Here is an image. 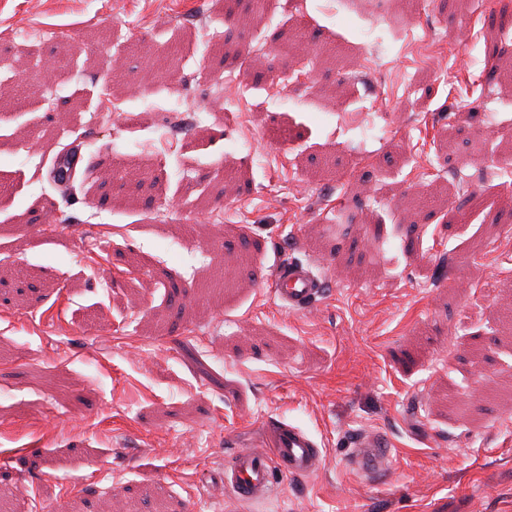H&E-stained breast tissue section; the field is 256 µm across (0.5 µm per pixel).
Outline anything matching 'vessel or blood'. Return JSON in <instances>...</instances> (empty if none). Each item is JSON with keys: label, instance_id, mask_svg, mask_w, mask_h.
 Wrapping results in <instances>:
<instances>
[{"label": "vessel or blood", "instance_id": "obj_1", "mask_svg": "<svg viewBox=\"0 0 512 512\" xmlns=\"http://www.w3.org/2000/svg\"><path fill=\"white\" fill-rule=\"evenodd\" d=\"M272 282L282 308L299 312L312 307L325 291V280L313 261L289 259L276 265ZM271 452L242 450L224 468V487L244 503L269 497L276 475L292 477L313 474L320 466L317 441L292 424L278 423L272 434ZM353 450L352 471L372 479L384 477L392 466L389 441L372 431L355 433L349 441Z\"/></svg>", "mask_w": 512, "mask_h": 512}]
</instances>
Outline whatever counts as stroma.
Listing matches in <instances>:
<instances>
[{
  "label": "stroma",
  "mask_w": 512,
  "mask_h": 512,
  "mask_svg": "<svg viewBox=\"0 0 512 512\" xmlns=\"http://www.w3.org/2000/svg\"><path fill=\"white\" fill-rule=\"evenodd\" d=\"M247 8L0 12V512H512V0ZM281 421L319 470L236 501ZM272 282L280 306L288 311L309 309L325 291V279L312 260L280 262L274 269ZM348 446L353 448L351 468L358 477L367 476V481L381 479L391 469L390 442L383 435L372 431L357 432Z\"/></svg>",
  "instance_id": "1"
}]
</instances>
